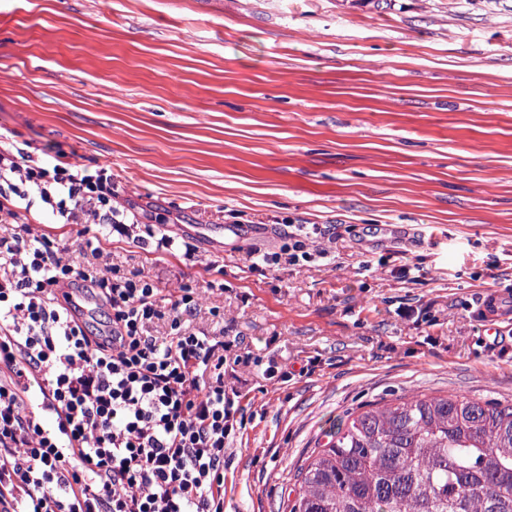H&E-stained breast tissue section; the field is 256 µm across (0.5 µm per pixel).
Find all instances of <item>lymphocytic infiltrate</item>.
Returning <instances> with one entry per match:
<instances>
[{
  "label": "lymphocytic infiltrate",
  "instance_id": "1",
  "mask_svg": "<svg viewBox=\"0 0 512 512\" xmlns=\"http://www.w3.org/2000/svg\"><path fill=\"white\" fill-rule=\"evenodd\" d=\"M79 243L40 234L39 209ZM140 214L112 174L36 159L0 145V512H224L225 455L245 427L228 385L253 364L240 336L195 329L196 289L164 298L158 283L121 269L104 244L137 239ZM324 224H292L278 251L249 267H302L328 258ZM90 283L112 338L91 339L57 293ZM166 322V335L151 326Z\"/></svg>",
  "mask_w": 512,
  "mask_h": 512
}]
</instances>
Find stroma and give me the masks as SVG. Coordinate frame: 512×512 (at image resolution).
Listing matches in <instances>:
<instances>
[{
  "label": "stroma",
  "instance_id": "35a3bbf8",
  "mask_svg": "<svg viewBox=\"0 0 512 512\" xmlns=\"http://www.w3.org/2000/svg\"><path fill=\"white\" fill-rule=\"evenodd\" d=\"M0 139L110 167L199 257L113 262L272 366L242 371L224 512H284L364 403L512 401V325L475 313L512 293V0H0ZM287 222L335 227L330 259L252 272Z\"/></svg>",
  "mask_w": 512,
  "mask_h": 512
}]
</instances>
